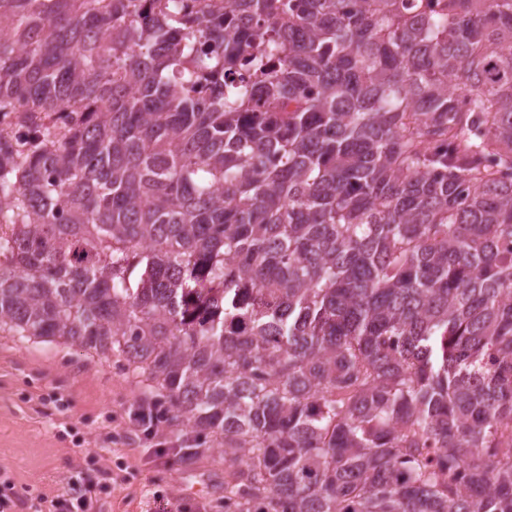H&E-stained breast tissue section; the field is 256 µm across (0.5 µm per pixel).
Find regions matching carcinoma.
<instances>
[{
    "label": "carcinoma",
    "instance_id": "1",
    "mask_svg": "<svg viewBox=\"0 0 512 512\" xmlns=\"http://www.w3.org/2000/svg\"><path fill=\"white\" fill-rule=\"evenodd\" d=\"M8 113L0 331L235 512H512V0H0Z\"/></svg>",
    "mask_w": 512,
    "mask_h": 512
}]
</instances>
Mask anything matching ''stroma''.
<instances>
[{
    "mask_svg": "<svg viewBox=\"0 0 512 512\" xmlns=\"http://www.w3.org/2000/svg\"><path fill=\"white\" fill-rule=\"evenodd\" d=\"M151 396L118 358L48 338L0 332V476L13 486V512L65 492L87 467L104 477L94 512H225L231 463L210 450L181 461L183 440L203 439L161 418L157 433L130 417Z\"/></svg>",
    "mask_w": 512,
    "mask_h": 512,
    "instance_id": "obj_1",
    "label": "stroma"
}]
</instances>
